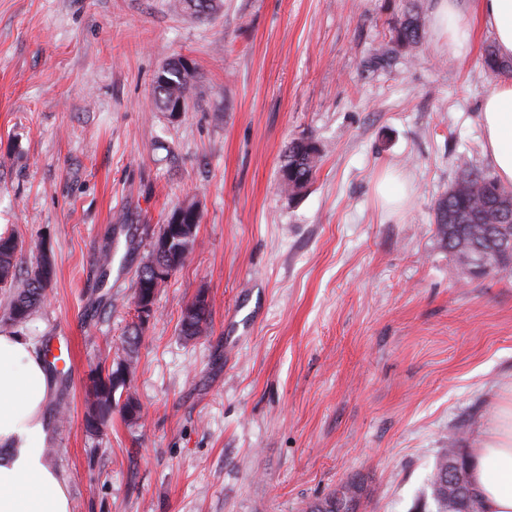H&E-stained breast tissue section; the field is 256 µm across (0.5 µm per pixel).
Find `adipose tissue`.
Here are the masks:
<instances>
[{"label": "adipose tissue", "mask_w": 512, "mask_h": 512, "mask_svg": "<svg viewBox=\"0 0 512 512\" xmlns=\"http://www.w3.org/2000/svg\"><path fill=\"white\" fill-rule=\"evenodd\" d=\"M468 15L460 0H441L433 30L462 56L481 20L498 53L512 58V0H475ZM485 148L497 179L512 185V79L500 82L481 108ZM51 380L33 342L0 330V512H71L66 486L44 455L43 407ZM471 481L484 512H512V400L501 407L473 451Z\"/></svg>", "instance_id": "1"}]
</instances>
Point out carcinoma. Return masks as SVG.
<instances>
[{
    "instance_id": "obj_1",
    "label": "carcinoma",
    "mask_w": 512,
    "mask_h": 512,
    "mask_svg": "<svg viewBox=\"0 0 512 512\" xmlns=\"http://www.w3.org/2000/svg\"><path fill=\"white\" fill-rule=\"evenodd\" d=\"M222 0H176L175 7L197 15H209L220 7ZM424 38V28L418 14L414 13L392 28L390 44L374 49L371 63L382 66L388 63L395 47L412 51ZM483 66L493 74L512 72V60H506L491 46L485 49ZM194 88V74L189 64L179 59L168 64L158 74L153 88L154 106L167 112L178 104H187ZM322 157V149L311 140L294 141L288 146L280 169L282 190L290 197L297 196L314 178ZM460 175L435 203L433 224L436 235L448 250L449 259L465 277L512 276V249L504 251L501 236L512 237V228L498 221L497 214L503 203L512 204V186L499 182L486 170L460 159ZM197 205L189 203L182 209L179 224H161L152 233L150 250L137 269L133 299L156 300L165 281H157L155 268L161 264L175 270L180 267L197 241V233L188 234L182 225L200 223ZM24 252L23 242L14 233H0V289L9 292L7 312L0 320L13 326L26 323L32 313L47 299V290L54 278L55 269L50 256L41 251L36 264L20 272ZM210 328V304L205 293L200 292L186 305L180 320V332L193 339L205 336ZM145 324L134 319L125 328L121 349L111 361L91 370L86 386V429L98 435L112 420V413L119 411L125 422L136 425L142 419L141 405L131 391L125 398L116 397L128 385L127 376L133 372L138 358V348ZM458 466L466 484L470 480V458L456 442L448 440V448L437 458L428 488L434 512H481L477 496L455 501L448 498V491L441 481L448 476V469ZM363 489L354 481L342 485L332 495L314 502L309 512H359L362 507Z\"/></svg>"
}]
</instances>
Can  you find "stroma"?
I'll list each match as a JSON object with an SVG mask.
<instances>
[{
    "label": "stroma",
    "mask_w": 512,
    "mask_h": 512,
    "mask_svg": "<svg viewBox=\"0 0 512 512\" xmlns=\"http://www.w3.org/2000/svg\"><path fill=\"white\" fill-rule=\"evenodd\" d=\"M173 2L0 0V230L24 265L54 262L21 332L73 354L44 407L72 512H308L352 480L360 512H415L449 439L474 448L512 396V280L466 281L432 220L460 158L492 168V34L454 59L429 30L376 68L403 14L430 23L438 0H224L206 20ZM178 58L195 94L174 121L151 93ZM303 137L323 156L292 198L280 167ZM388 173L411 187L395 211ZM192 200L197 244L131 377L143 419L90 437L89 373L133 317L150 233ZM113 245L125 265L104 280ZM201 292L211 326L188 340ZM210 323L208 298L205 293H198L182 312L180 332L190 339L206 336L209 332Z\"/></svg>",
    "instance_id": "obj_1"
}]
</instances>
